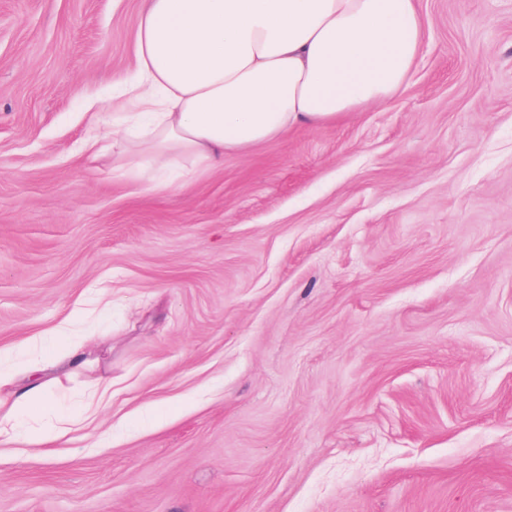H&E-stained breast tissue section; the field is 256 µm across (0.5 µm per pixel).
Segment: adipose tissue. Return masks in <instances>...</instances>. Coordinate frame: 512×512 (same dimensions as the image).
<instances>
[{"label": "adipose tissue", "mask_w": 512, "mask_h": 512, "mask_svg": "<svg viewBox=\"0 0 512 512\" xmlns=\"http://www.w3.org/2000/svg\"><path fill=\"white\" fill-rule=\"evenodd\" d=\"M424 40L417 0H143L136 67L111 99L112 173L173 169L182 188L225 155L367 111L405 88ZM40 344L0 348V445L42 448L70 429H17L47 411L61 370L87 364L88 337L55 355Z\"/></svg>", "instance_id": "adipose-tissue-1"}]
</instances>
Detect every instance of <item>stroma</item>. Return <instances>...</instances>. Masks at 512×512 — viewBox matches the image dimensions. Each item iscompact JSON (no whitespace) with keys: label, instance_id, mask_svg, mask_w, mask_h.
<instances>
[{"label":"stroma","instance_id":"1","mask_svg":"<svg viewBox=\"0 0 512 512\" xmlns=\"http://www.w3.org/2000/svg\"><path fill=\"white\" fill-rule=\"evenodd\" d=\"M418 4L402 93L159 191L78 154L143 0H0V348L103 339L33 430L112 381L0 512H512V0Z\"/></svg>","mask_w":512,"mask_h":512}]
</instances>
